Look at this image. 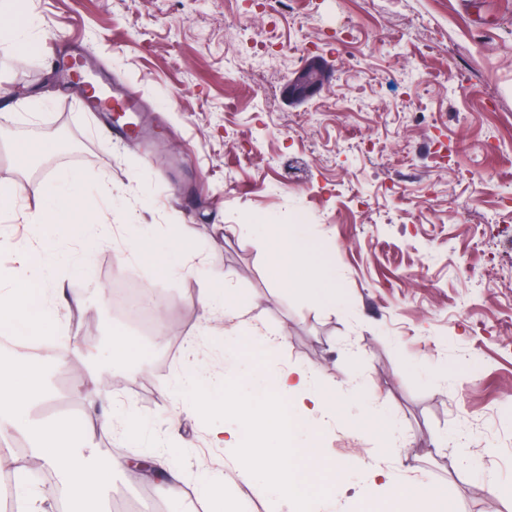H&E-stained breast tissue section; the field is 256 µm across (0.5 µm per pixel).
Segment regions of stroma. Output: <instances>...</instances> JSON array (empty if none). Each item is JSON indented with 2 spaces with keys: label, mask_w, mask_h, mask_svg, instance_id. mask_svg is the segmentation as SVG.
<instances>
[{
  "label": "stroma",
  "mask_w": 512,
  "mask_h": 512,
  "mask_svg": "<svg viewBox=\"0 0 512 512\" xmlns=\"http://www.w3.org/2000/svg\"><path fill=\"white\" fill-rule=\"evenodd\" d=\"M294 14L255 9V0H26L0 28L31 25L35 43L0 39V185L77 173L84 204L108 233L49 229L61 261L46 287L63 284L75 304L57 302L45 327L51 381L86 432L83 451L113 471L106 496L157 490L162 474L127 467L144 449L100 424L120 405L148 419L186 494L160 498L162 512H289L238 476L246 447L214 448L200 415L176 411L166 388L187 370L207 379L213 401L234 395L248 372L274 383L294 367L318 385L349 394L325 424L299 432L329 462L346 467L334 492L299 486L310 512H352L389 493L365 464L399 469L407 483L443 486L457 512H512L485 479L512 484V0H294ZM356 25L341 42L336 20ZM277 27L276 45L264 46ZM305 32L310 46L294 53ZM80 42L101 76L119 79L142 102L147 124L162 123L151 151L113 141L107 112L88 111L59 59ZM318 60L324 87L290 97L293 72ZM48 96L31 110L32 94ZM65 133L69 145L17 166L12 145ZM42 206L28 196L0 211V276L19 268L28 220ZM304 225L321 243L318 264L335 271L339 302L282 286L254 219ZM187 231L197 253L160 275L138 259L135 236L161 242ZM134 274L163 298L177 340L193 354L167 359L166 338L116 315L105 284ZM251 302L246 322L200 319L213 274ZM129 336L133 352L105 365L110 386L88 370L104 347L89 325ZM281 334L276 348L265 337ZM391 417L393 437L356 431L367 407ZM468 438L475 468L458 457ZM220 476L222 497L193 503L199 461Z\"/></svg>",
  "instance_id": "35a3bbf8"
}]
</instances>
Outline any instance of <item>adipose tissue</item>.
Here are the masks:
<instances>
[{
	"instance_id": "obj_1",
	"label": "adipose tissue",
	"mask_w": 512,
	"mask_h": 512,
	"mask_svg": "<svg viewBox=\"0 0 512 512\" xmlns=\"http://www.w3.org/2000/svg\"><path fill=\"white\" fill-rule=\"evenodd\" d=\"M71 176L55 174V192H46L39 183H17L0 187V209L12 207L16 200L35 195L41 197L42 208L32 215L35 227L49 225H78L102 223L100 213L81 205L75 194L67 191ZM251 229L267 244L270 265L281 283L290 288L313 291L326 304L336 303V275L319 271L314 264V249L305 242L301 228L280 229L263 222L252 223ZM187 233H179L166 244H157L150 236L137 239L139 255L151 259L163 270L173 269L178 257L192 254ZM53 315L50 306L38 298L34 290L10 288L0 292V335L21 336L38 340ZM263 419L281 436L280 448H265L261 436L252 440V462L242 464L240 474L252 479L262 472L264 479L259 494H272L283 500L294 496L298 484L319 485L335 489L343 481L340 467L323 463L318 449L304 446L297 438L296 419L312 412L335 417L343 405L342 397L318 389L313 373L296 369L281 374L273 388L264 389ZM54 392L49 383L38 378L24 361L0 359V437L22 434L32 449L60 474L71 501H91L97 498L110 476L109 469L100 467L76 448L83 431L70 419L43 417L41 409ZM192 408L200 415L211 417L232 413L235 425H221L210 432L211 442L219 448H234L241 441L244 427L251 425L254 409L249 397L238 396L217 404L210 398L198 397Z\"/></svg>"
}]
</instances>
